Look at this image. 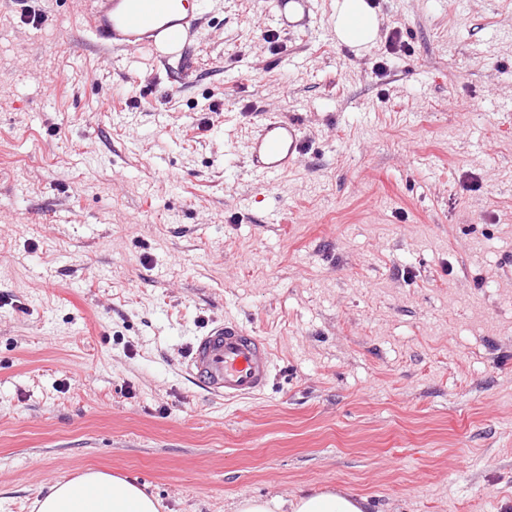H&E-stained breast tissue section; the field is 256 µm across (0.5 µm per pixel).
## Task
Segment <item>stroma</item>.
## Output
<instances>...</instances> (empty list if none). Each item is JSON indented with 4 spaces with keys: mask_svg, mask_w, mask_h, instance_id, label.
Wrapping results in <instances>:
<instances>
[{
    "mask_svg": "<svg viewBox=\"0 0 512 512\" xmlns=\"http://www.w3.org/2000/svg\"><path fill=\"white\" fill-rule=\"evenodd\" d=\"M332 2L273 53L272 0H206L185 66L0 0V512L91 469L160 512H512V0H374L407 56ZM268 112L276 178L234 150ZM225 321L274 352L235 402L186 371ZM331 20L336 40L356 49L379 38L381 19L366 0H336ZM303 151L298 123L277 115H265L257 133L248 137L243 147L252 169L265 176L283 175L301 160ZM368 500L340 491L305 493L287 501L278 496L269 499L250 498L238 504L237 512H282L287 505L291 512H367Z\"/></svg>",
    "mask_w": 512,
    "mask_h": 512,
    "instance_id": "1",
    "label": "stroma"
}]
</instances>
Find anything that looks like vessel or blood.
I'll return each instance as SVG.
<instances>
[{
  "label": "vessel or blood",
  "mask_w": 512,
  "mask_h": 512,
  "mask_svg": "<svg viewBox=\"0 0 512 512\" xmlns=\"http://www.w3.org/2000/svg\"><path fill=\"white\" fill-rule=\"evenodd\" d=\"M311 6V0H274L275 20L282 28H291L293 13L309 15ZM200 9L199 0H94L84 31L92 44L134 51L147 48L161 58L184 61L201 35ZM303 151L298 123L277 115L265 116L243 147L253 170L265 176L286 173ZM272 356L265 338L224 322L194 338L188 367L193 380L208 393L240 399L267 388Z\"/></svg>",
  "instance_id": "1"
}]
</instances>
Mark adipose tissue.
Listing matches in <instances>:
<instances>
[{"mask_svg": "<svg viewBox=\"0 0 512 512\" xmlns=\"http://www.w3.org/2000/svg\"><path fill=\"white\" fill-rule=\"evenodd\" d=\"M332 29L339 42L357 49L375 43L381 19L368 0H335ZM38 512H158L160 503L140 487L102 471H89L49 487ZM368 500L340 491L306 493L286 501L250 498L237 512H367Z\"/></svg>", "mask_w": 512, "mask_h": 512, "instance_id": "adipose-tissue-1", "label": "adipose tissue"}]
</instances>
